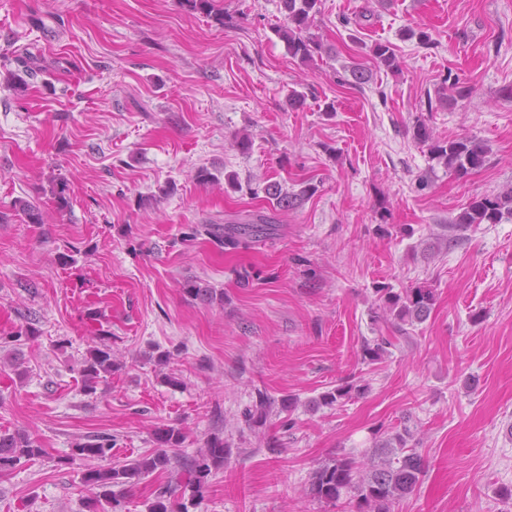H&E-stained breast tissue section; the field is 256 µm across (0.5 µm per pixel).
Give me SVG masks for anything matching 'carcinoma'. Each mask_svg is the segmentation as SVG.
<instances>
[{
    "label": "carcinoma",
    "mask_w": 512,
    "mask_h": 512,
    "mask_svg": "<svg viewBox=\"0 0 512 512\" xmlns=\"http://www.w3.org/2000/svg\"><path fill=\"white\" fill-rule=\"evenodd\" d=\"M320 0H279V11L283 22L274 28V32L287 44L292 57L310 62L321 53V42L309 33L311 23L319 13ZM370 52L376 62L389 70H399L400 60L393 45L387 41H378ZM451 94L438 96L442 105H451L465 99L472 93L469 86L460 85L453 80ZM415 138L429 146L431 155L441 161L449 171L459 177L481 167L485 162L486 148L473 137H460L439 141L432 139L425 124L415 126ZM264 191L276 201L280 209L295 207L311 197L316 187L307 184L298 192H282L278 184H268ZM506 215L512 216V189L494 195L476 198L448 225V229L472 224H498ZM272 230L271 222L261 217L253 224L224 228V246L236 248L242 239L266 236ZM380 304L371 311V320L381 323L386 333L362 344L363 359L370 364L377 363L392 354V350L404 341L413 340L409 327L426 319L434 304V292L430 288L419 286L405 291L401 295L386 285L374 288ZM112 332L98 325L93 330L95 345L88 350L81 369L84 379V392L94 394L98 382L112 375L114 359L112 345L108 341ZM366 385L347 383L327 391L322 395V403L331 405L351 393L363 392ZM256 411H247L246 418L255 424H262L276 400L267 391L256 390ZM224 441L213 436L207 442L201 455L187 463L189 479L186 487L191 491V501L202 497V489L211 468L224 463ZM75 455L106 460L112 457V438L98 436L96 441L78 443ZM45 450L37 439L20 433L0 432V473H7L17 466L44 456ZM169 464V457L158 452L130 460L121 466L100 467L88 471L84 477L87 487L97 488L99 492L93 498L85 500L86 512H98L101 501L112 502V486L122 479L145 477ZM426 473V460L414 442L413 431L405 426L375 445V451L368 462L359 465L351 457H336L322 464L314 472L311 482V494L317 500L327 504H336L346 499L349 512H391L392 506L411 494L420 484ZM167 491L159 492L149 512H188L184 503H172L165 497Z\"/></svg>",
    "instance_id": "carcinoma-1"
}]
</instances>
